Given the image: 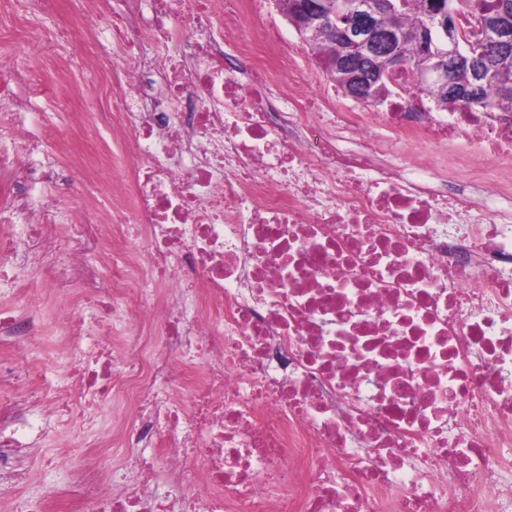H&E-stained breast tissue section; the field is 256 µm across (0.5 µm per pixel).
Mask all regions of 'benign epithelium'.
Returning <instances> with one entry per match:
<instances>
[{"instance_id": "benign-epithelium-1", "label": "benign epithelium", "mask_w": 512, "mask_h": 512, "mask_svg": "<svg viewBox=\"0 0 512 512\" xmlns=\"http://www.w3.org/2000/svg\"><path fill=\"white\" fill-rule=\"evenodd\" d=\"M397 0H300L302 19L295 29L330 26L337 47V64L353 70V83L347 92L352 100L368 97L371 84L379 75L406 67L407 57L397 49L399 35L378 26V19L395 10ZM481 35L464 38L457 26L453 8L429 18L415 32V42L423 63V79L435 97H457L474 102L483 76L493 72L490 59L498 50H508L512 37L494 21H484ZM476 71L474 83L463 89L457 81L462 68Z\"/></svg>"}]
</instances>
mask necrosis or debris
Wrapping results in <instances>:
<instances>
[{
	"instance_id": "necrosis-or-debris-1",
	"label": "necrosis or debris",
	"mask_w": 512,
	"mask_h": 512,
	"mask_svg": "<svg viewBox=\"0 0 512 512\" xmlns=\"http://www.w3.org/2000/svg\"><path fill=\"white\" fill-rule=\"evenodd\" d=\"M90 2L59 42L78 64L106 41L118 58L95 76L97 111L72 118L93 147L70 190L99 218L0 335L35 336L44 287L64 297L76 277L100 314L122 307L123 386L79 366L52 407L120 392L136 482L91 465L67 499L20 512H512V215L495 206L512 201V111L432 110L406 74L380 111L333 112L275 33L253 36L260 0ZM178 24L191 41L152 54ZM44 91L0 68V227L38 247L65 220L23 192L33 170L57 176L41 157L55 131L20 120ZM461 138L473 151L446 154ZM464 169L477 177L449 187ZM117 233L147 237V260ZM36 429L0 396V465ZM163 472L187 495L161 494Z\"/></svg>"
}]
</instances>
